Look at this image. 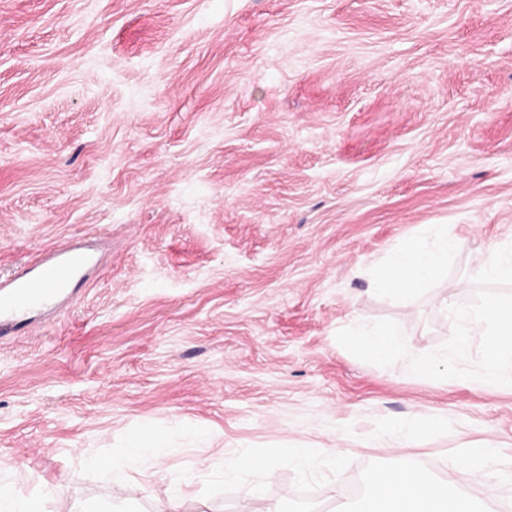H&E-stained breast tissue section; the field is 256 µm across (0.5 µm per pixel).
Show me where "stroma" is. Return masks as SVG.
<instances>
[{"label": "stroma", "instance_id": "35a3bbf8", "mask_svg": "<svg viewBox=\"0 0 512 512\" xmlns=\"http://www.w3.org/2000/svg\"><path fill=\"white\" fill-rule=\"evenodd\" d=\"M427 224L460 242L456 302L512 242V0H0V284L65 244L95 262L0 338V481L46 512L95 498L244 512L203 482L249 446L448 474L493 443L512 386L360 361L339 330L450 336L369 271ZM440 418L441 431L374 436ZM164 454L124 484L84 461L130 433Z\"/></svg>", "mask_w": 512, "mask_h": 512}]
</instances>
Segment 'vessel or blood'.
Segmentation results:
<instances>
[{"label":"vessel or blood","mask_w":512,"mask_h":512,"mask_svg":"<svg viewBox=\"0 0 512 512\" xmlns=\"http://www.w3.org/2000/svg\"><path fill=\"white\" fill-rule=\"evenodd\" d=\"M92 264L90 255L77 246H67L42 259L33 274L0 286V337L16 326V317L35 306L55 307L67 288L85 278Z\"/></svg>","instance_id":"vessel-or-blood-1"}]
</instances>
